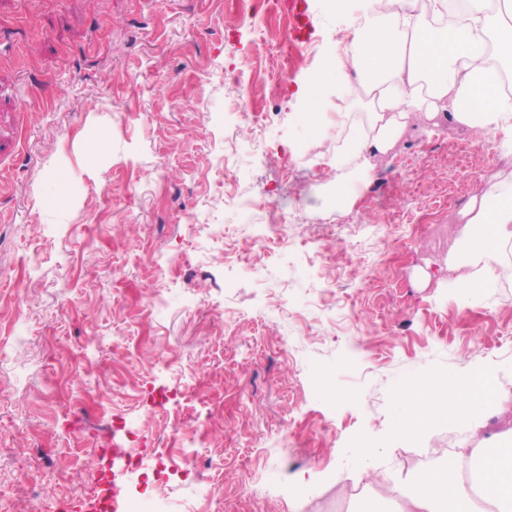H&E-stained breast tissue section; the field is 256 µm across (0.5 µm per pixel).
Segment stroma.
I'll use <instances>...</instances> for the list:
<instances>
[{"label": "stroma", "mask_w": 512, "mask_h": 512, "mask_svg": "<svg viewBox=\"0 0 512 512\" xmlns=\"http://www.w3.org/2000/svg\"><path fill=\"white\" fill-rule=\"evenodd\" d=\"M306 5L314 56L289 70L284 25L225 0H0V512L92 498L112 431L78 398L151 443L203 423L195 466L116 483L146 501L176 485L204 512H399L445 435L512 434V403L395 432L420 380L482 370L512 396V248L486 256L493 286L448 285L463 212L512 152L415 117L338 185L309 112L344 17ZM255 104L266 126L225 122ZM262 191L253 224L282 213L289 242L224 207Z\"/></svg>", "instance_id": "obj_1"}]
</instances>
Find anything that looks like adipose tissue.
<instances>
[{"mask_svg": "<svg viewBox=\"0 0 512 512\" xmlns=\"http://www.w3.org/2000/svg\"><path fill=\"white\" fill-rule=\"evenodd\" d=\"M450 14L449 0H346L351 45L325 62L330 92L322 114H335L336 153L329 160L344 173L369 151H382L415 115L432 118L447 107L463 128L512 132V0H464ZM467 238L472 260L490 246L512 240V170L472 201ZM413 409L395 430L414 435L430 421L461 422L466 404L491 394L478 372L446 383L409 386ZM487 452L462 448L446 463L407 479L401 512H512V440L488 439ZM472 456L469 475L459 460Z\"/></svg>", "mask_w": 512, "mask_h": 512, "instance_id": "1", "label": "adipose tissue"}]
</instances>
